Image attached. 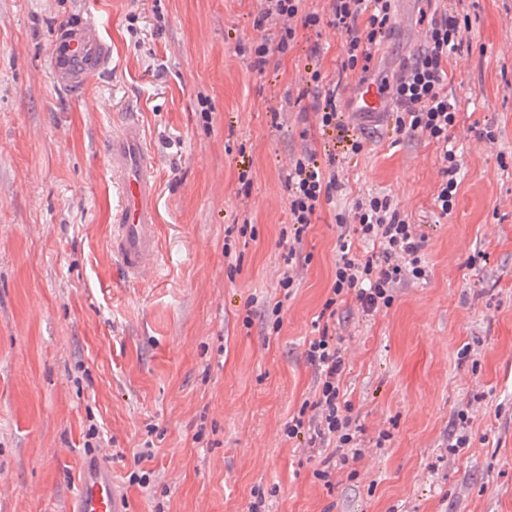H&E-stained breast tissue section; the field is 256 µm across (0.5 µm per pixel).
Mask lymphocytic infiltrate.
I'll list each match as a JSON object with an SVG mask.
<instances>
[{
    "instance_id": "1",
    "label": "lymphocytic infiltrate",
    "mask_w": 512,
    "mask_h": 512,
    "mask_svg": "<svg viewBox=\"0 0 512 512\" xmlns=\"http://www.w3.org/2000/svg\"><path fill=\"white\" fill-rule=\"evenodd\" d=\"M327 13L311 10L307 0H263L254 20L262 36L253 42L254 68L265 72L277 57L292 47L297 27L316 29L329 24L345 37L339 73L368 75L378 47L391 27L395 0H327ZM463 0H436L427 20L424 41L413 60L404 64L382 89L395 107L394 129L399 133H418L438 146L443 163L435 204L441 216L454 208L459 192L457 173L460 161L449 149L448 140L460 121L456 98L449 93L452 74L448 69L453 55L462 53L467 41L469 17L460 10ZM276 26L275 34H266L267 26ZM339 80L325 78L313 69V111L318 128L357 154L363 141L351 134L337 105ZM336 187V156L328 154L318 161L317 151L304 147L288 175V209L292 227L282 240L285 269L279 285L284 296H292L297 286L298 269L307 258L303 254L304 235L313 215L330 201ZM342 229L337 239V257L330 295L318 316L323 328L309 341L306 357L317 369L313 399L304 401L296 415L289 418L285 434L308 448L334 447L340 463L363 454L361 441L352 427V419L342 411L340 379L344 371L341 339L334 331L336 304L345 296H354L363 313L370 314L389 306L393 292L401 283L426 279L429 275L422 249L425 236L418 225L403 216L386 195H368L357 199L348 214L338 215ZM370 244V251L357 255L353 240Z\"/></svg>"
}]
</instances>
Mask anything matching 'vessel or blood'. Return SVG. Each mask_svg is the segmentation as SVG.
<instances>
[{
    "mask_svg": "<svg viewBox=\"0 0 512 512\" xmlns=\"http://www.w3.org/2000/svg\"><path fill=\"white\" fill-rule=\"evenodd\" d=\"M110 46L92 11H84L55 31L49 68L55 82L82 88L110 62ZM353 98L363 112H383L387 99L374 84L355 87ZM106 167L119 190V208L112 227L111 250L129 282L155 277L163 267L156 212L158 182L151 174L143 126L127 114L112 132ZM69 512H121L110 465L94 459L83 469Z\"/></svg>",
    "mask_w": 512,
    "mask_h": 512,
    "instance_id": "vessel-or-blood-1",
    "label": "vessel or blood"
}]
</instances>
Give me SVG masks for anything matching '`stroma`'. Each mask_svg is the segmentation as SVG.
I'll return each instance as SVG.
<instances>
[{"label": "stroma", "instance_id": "stroma-1", "mask_svg": "<svg viewBox=\"0 0 512 512\" xmlns=\"http://www.w3.org/2000/svg\"><path fill=\"white\" fill-rule=\"evenodd\" d=\"M82 2L0 0V512H68L93 423L100 455L123 452L111 461L122 512H250L259 497L266 512H512V0L465 4L471 49L449 61L461 112L451 215L433 202L436 147L358 111V79H345L344 119L365 147L338 165L275 332L286 177L304 146H322L301 114L306 57L319 47L335 76L343 35L298 29L261 74V0H95L112 67L72 91L48 60ZM423 5L396 0L371 83L420 46ZM124 112L155 158L167 259L138 284L110 249L105 145ZM488 125L492 144L478 138ZM377 193L420 225L429 276L369 315L352 298L336 306L341 391L365 450L327 487L284 428L316 384L304 350L334 278L336 216ZM246 219L252 231L237 232ZM464 407L472 444L453 454ZM148 438L153 457L135 461ZM135 470L149 487L129 483Z\"/></svg>", "mask_w": 512, "mask_h": 512}]
</instances>
